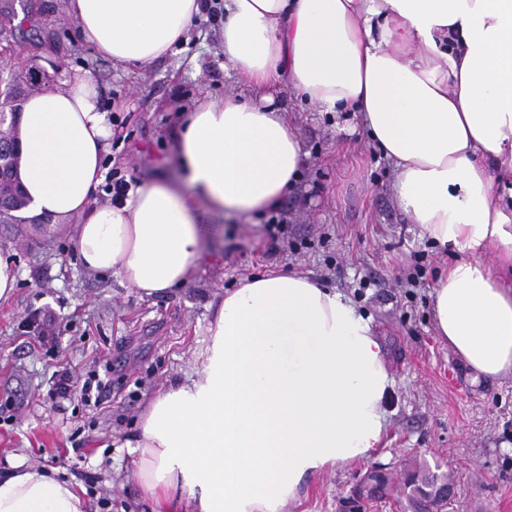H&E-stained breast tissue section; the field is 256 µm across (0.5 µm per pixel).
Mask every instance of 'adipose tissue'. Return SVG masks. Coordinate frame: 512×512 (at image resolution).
Here are the masks:
<instances>
[{"mask_svg": "<svg viewBox=\"0 0 512 512\" xmlns=\"http://www.w3.org/2000/svg\"><path fill=\"white\" fill-rule=\"evenodd\" d=\"M224 57L257 89L360 113L396 170L399 207L456 258L431 293L438 338L478 378L512 376V0H223ZM205 0H66L83 40L130 70L186 41ZM112 126L91 73L39 89L21 115L31 216L72 219L83 265L141 296L181 286L217 233L193 205L262 213L300 178L283 109L227 96L177 128L179 176L94 201ZM493 261H486V254ZM388 352L333 288L244 279L207 327L200 368L154 392L137 481L153 512H284L309 483L369 459L387 429ZM0 512H86L78 483L14 464Z\"/></svg>", "mask_w": 512, "mask_h": 512, "instance_id": "obj_1", "label": "adipose tissue"}]
</instances>
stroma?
Returning <instances> with one entry per match:
<instances>
[{
    "label": "stroma",
    "instance_id": "1",
    "mask_svg": "<svg viewBox=\"0 0 512 512\" xmlns=\"http://www.w3.org/2000/svg\"><path fill=\"white\" fill-rule=\"evenodd\" d=\"M12 17L0 48L44 70L63 87L81 66L91 71L113 124L107 169L146 184L175 174L173 133L206 96L239 94L261 102L224 58L223 25L202 17L189 40L128 73L84 43L64 0H0ZM306 155L301 179L278 211L287 221L269 234V213L224 216L196 208L222 231L206 260L168 296L143 299L109 273L86 269L75 251V224L51 236L26 224H0V254L18 271L13 296L0 300V474L9 462L55 468L85 490L88 512H150L140 495L138 454L128 448L155 390L198 367L211 303L241 278L295 273L348 296L383 339L394 383L385 405L389 428L366 462L323 475L286 512H345L344 502L373 468L392 484L360 512H413L407 473L426 465L450 476L446 512H512V376L474 379L435 333L430 292L447 256L421 237L399 209L395 171L358 113L320 112L281 88ZM420 287H406L415 264ZM98 374L108 388L98 404L52 399L53 374Z\"/></svg>",
    "mask_w": 512,
    "mask_h": 512
}]
</instances>
